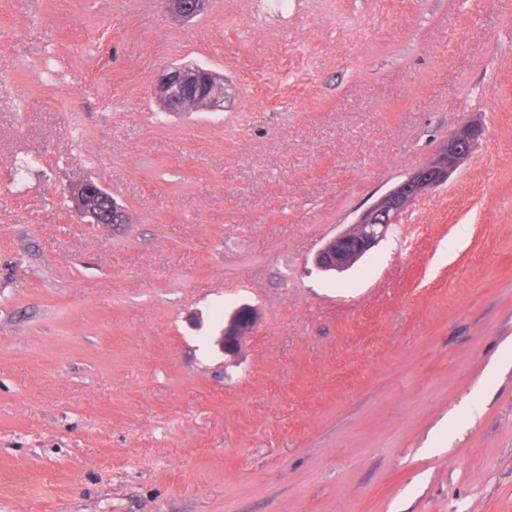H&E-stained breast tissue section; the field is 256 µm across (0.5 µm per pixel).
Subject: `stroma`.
Returning a JSON list of instances; mask_svg holds the SVG:
<instances>
[{"label":"stroma","mask_w":512,"mask_h":512,"mask_svg":"<svg viewBox=\"0 0 512 512\" xmlns=\"http://www.w3.org/2000/svg\"><path fill=\"white\" fill-rule=\"evenodd\" d=\"M185 63L223 109L158 106ZM0 512H512V0H0ZM161 8L185 19H192L201 14L207 0H158ZM480 135L477 122L460 125L428 162L382 193L345 230L331 238L315 255L317 268L338 273L351 269L385 238L390 227L397 224L422 195L448 181L471 153ZM71 198L76 214L81 219H86L85 224H101L102 202L110 198V201L103 204V208L109 211V205L112 208L114 200L112 195L109 197V192L106 189L90 179L75 184L71 189ZM259 320L254 306L243 304L230 316L224 333L216 339V344L225 356H235L253 333Z\"/></svg>","instance_id":"1"}]
</instances>
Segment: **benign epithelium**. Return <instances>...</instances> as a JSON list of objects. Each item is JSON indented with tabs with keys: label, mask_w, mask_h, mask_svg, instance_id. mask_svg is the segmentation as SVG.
<instances>
[{
	"label": "benign epithelium",
	"mask_w": 512,
	"mask_h": 512,
	"mask_svg": "<svg viewBox=\"0 0 512 512\" xmlns=\"http://www.w3.org/2000/svg\"><path fill=\"white\" fill-rule=\"evenodd\" d=\"M207 0H158L161 8L185 19L204 10ZM227 89L224 77L196 64L165 67L153 83V93L168 112H197L223 108ZM481 135L480 125L468 121L460 125L439 146L425 164L409 172L393 187L362 210L343 231L331 238L315 255L322 271L338 273L351 269L385 238L425 193L448 181L471 153ZM76 214L88 224L101 223V204L109 192L93 180L85 179L71 189ZM259 320L255 307L243 304L230 316L216 344L226 356L236 355L253 333Z\"/></svg>",
	"instance_id": "1"
}]
</instances>
